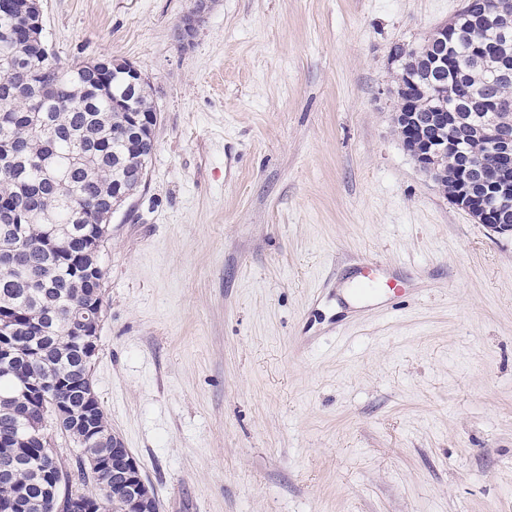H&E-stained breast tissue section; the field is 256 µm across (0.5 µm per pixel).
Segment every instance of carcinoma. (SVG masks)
Here are the masks:
<instances>
[{"label":"carcinoma","mask_w":512,"mask_h":512,"mask_svg":"<svg viewBox=\"0 0 512 512\" xmlns=\"http://www.w3.org/2000/svg\"><path fill=\"white\" fill-rule=\"evenodd\" d=\"M0 500L13 512H57L51 489L112 485V467L92 472L84 456L105 451L80 439L86 423L110 424L84 404L79 339L103 305L98 277L84 260L108 203L142 182L156 125L151 87L131 88L118 65L104 92L82 63L45 52L43 25L27 0H0ZM483 41L471 22L448 37V104L480 112L462 75ZM73 414L55 422L81 449L76 469L42 456L45 440L25 421L55 403Z\"/></svg>","instance_id":"cac0c4a2"}]
</instances>
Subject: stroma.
<instances>
[{"instance_id": "35a3bbf8", "label": "stroma", "mask_w": 512, "mask_h": 512, "mask_svg": "<svg viewBox=\"0 0 512 512\" xmlns=\"http://www.w3.org/2000/svg\"><path fill=\"white\" fill-rule=\"evenodd\" d=\"M153 90L92 368L160 512H512V236L404 150L399 44L464 0H40ZM383 262L399 310L347 304Z\"/></svg>"}]
</instances>
